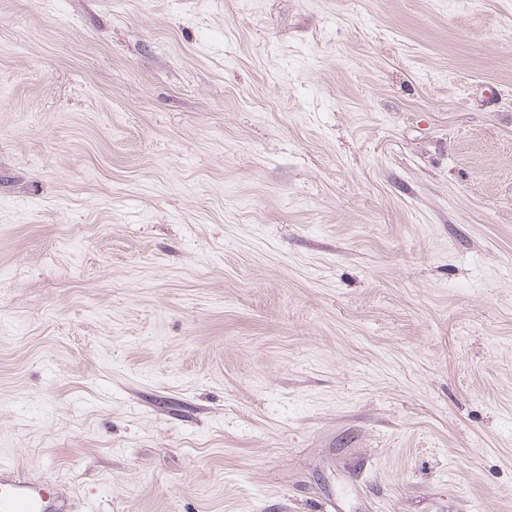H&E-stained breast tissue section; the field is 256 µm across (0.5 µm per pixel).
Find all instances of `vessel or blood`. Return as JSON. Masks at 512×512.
<instances>
[{"label":"vessel or blood","mask_w":512,"mask_h":512,"mask_svg":"<svg viewBox=\"0 0 512 512\" xmlns=\"http://www.w3.org/2000/svg\"><path fill=\"white\" fill-rule=\"evenodd\" d=\"M0 512H69L65 499L40 480L26 479L0 463Z\"/></svg>","instance_id":"1"}]
</instances>
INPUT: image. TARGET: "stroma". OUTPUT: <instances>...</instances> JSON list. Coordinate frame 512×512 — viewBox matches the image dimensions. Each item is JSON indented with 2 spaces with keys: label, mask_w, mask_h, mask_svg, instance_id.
I'll return each instance as SVG.
<instances>
[{
  "label": "stroma",
  "mask_w": 512,
  "mask_h": 512,
  "mask_svg": "<svg viewBox=\"0 0 512 512\" xmlns=\"http://www.w3.org/2000/svg\"><path fill=\"white\" fill-rule=\"evenodd\" d=\"M0 462L512 512V0H0Z\"/></svg>",
  "instance_id": "35a3bbf8"
}]
</instances>
